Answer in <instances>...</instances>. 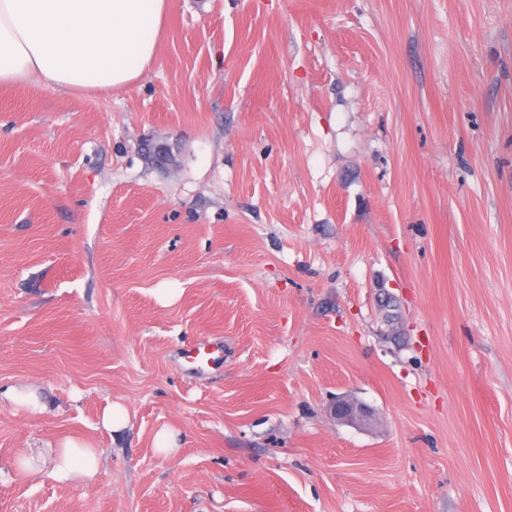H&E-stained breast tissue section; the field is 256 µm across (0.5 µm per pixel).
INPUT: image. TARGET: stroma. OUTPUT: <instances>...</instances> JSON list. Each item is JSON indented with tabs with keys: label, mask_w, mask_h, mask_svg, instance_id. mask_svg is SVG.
Wrapping results in <instances>:
<instances>
[{
	"label": "stroma",
	"mask_w": 512,
	"mask_h": 512,
	"mask_svg": "<svg viewBox=\"0 0 512 512\" xmlns=\"http://www.w3.org/2000/svg\"><path fill=\"white\" fill-rule=\"evenodd\" d=\"M10 386L0 512H512V0H169L130 86L0 87ZM1 396L13 404L31 407L34 411H42L44 405L32 391L19 387H9L4 391H0ZM130 421L127 409L120 403H112L100 419V427L108 432L118 433L126 429ZM100 450L91 442L66 437L55 449L54 477L59 481L92 479L98 470Z\"/></svg>",
	"instance_id": "35a3bbf8"
}]
</instances>
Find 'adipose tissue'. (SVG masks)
<instances>
[{"label": "adipose tissue", "mask_w": 512, "mask_h": 512, "mask_svg": "<svg viewBox=\"0 0 512 512\" xmlns=\"http://www.w3.org/2000/svg\"><path fill=\"white\" fill-rule=\"evenodd\" d=\"M169 0H0V87L36 81L109 93L152 66ZM100 450L72 437L55 449L60 481L92 479Z\"/></svg>", "instance_id": "1"}]
</instances>
